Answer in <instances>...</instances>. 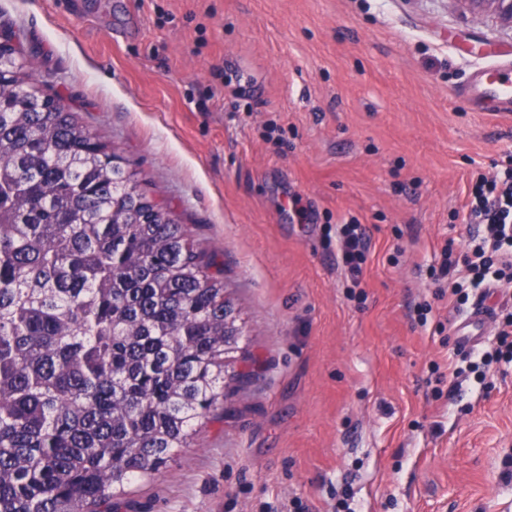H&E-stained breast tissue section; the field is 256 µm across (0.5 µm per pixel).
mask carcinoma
Returning a JSON list of instances; mask_svg holds the SVG:
<instances>
[{
	"label": "carcinoma",
	"mask_w": 512,
	"mask_h": 512,
	"mask_svg": "<svg viewBox=\"0 0 512 512\" xmlns=\"http://www.w3.org/2000/svg\"><path fill=\"white\" fill-rule=\"evenodd\" d=\"M139 172L0 27V512H100L189 447L240 327Z\"/></svg>",
	"instance_id": "carcinoma-1"
}]
</instances>
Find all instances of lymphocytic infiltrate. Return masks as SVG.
<instances>
[{"mask_svg":"<svg viewBox=\"0 0 512 512\" xmlns=\"http://www.w3.org/2000/svg\"><path fill=\"white\" fill-rule=\"evenodd\" d=\"M467 207L474 223L483 227L463 258H456L452 244L442 248V261L430 266L429 277L439 295L464 304L467 285L512 282V155L500 161L494 175H478L471 186ZM339 262L351 281H358L366 261L369 239L361 224L337 225Z\"/></svg>","mask_w":512,"mask_h":512,"instance_id":"1","label":"lymphocytic infiltrate"}]
</instances>
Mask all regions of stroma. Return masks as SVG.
Listing matches in <instances>:
<instances>
[{
  "instance_id": "1",
  "label": "stroma",
  "mask_w": 512,
  "mask_h": 512,
  "mask_svg": "<svg viewBox=\"0 0 512 512\" xmlns=\"http://www.w3.org/2000/svg\"><path fill=\"white\" fill-rule=\"evenodd\" d=\"M0 0L37 75L224 271L223 405L112 512H512V362L468 372L471 179L512 121L455 95L512 29L456 0ZM369 252L348 293L336 226ZM430 303L426 323L415 307Z\"/></svg>"
}]
</instances>
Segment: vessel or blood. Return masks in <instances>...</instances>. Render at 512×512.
<instances>
[{"label": "vessel or blood", "mask_w": 512, "mask_h": 512, "mask_svg": "<svg viewBox=\"0 0 512 512\" xmlns=\"http://www.w3.org/2000/svg\"><path fill=\"white\" fill-rule=\"evenodd\" d=\"M456 95L466 100L477 112H490L494 116L512 119V61L493 62L473 71ZM490 315L488 306H476L461 331V345L472 344L475 329L483 327Z\"/></svg>", "instance_id": "vessel-or-blood-1"}]
</instances>
